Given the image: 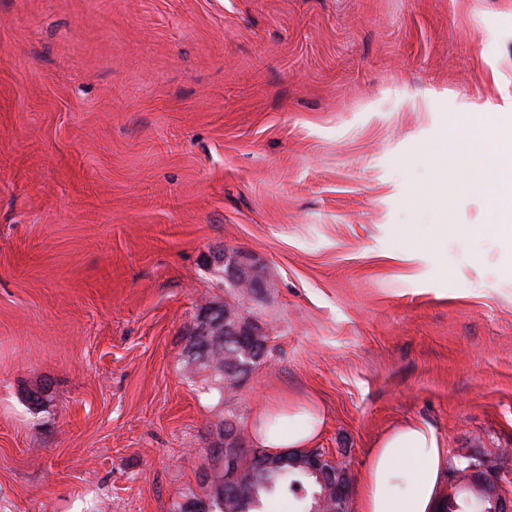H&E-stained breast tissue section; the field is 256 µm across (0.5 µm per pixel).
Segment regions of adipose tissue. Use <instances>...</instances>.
<instances>
[{
    "mask_svg": "<svg viewBox=\"0 0 512 512\" xmlns=\"http://www.w3.org/2000/svg\"><path fill=\"white\" fill-rule=\"evenodd\" d=\"M471 140L480 150L462 175L484 187L489 221L470 232L512 239V129L504 127L500 113L486 112L473 123ZM326 423L315 396L281 393L256 407L252 438L272 453L311 448ZM447 466L445 444L431 425L408 419L390 426L368 447L356 512H438Z\"/></svg>",
    "mask_w": 512,
    "mask_h": 512,
    "instance_id": "obj_1",
    "label": "adipose tissue"
}]
</instances>
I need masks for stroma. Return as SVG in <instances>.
Returning <instances> with one entry per match:
<instances>
[{"mask_svg":"<svg viewBox=\"0 0 512 512\" xmlns=\"http://www.w3.org/2000/svg\"><path fill=\"white\" fill-rule=\"evenodd\" d=\"M464 112L512 114V0H0V512H171L288 390L355 475L407 418L512 449ZM207 303L269 334L221 396L185 363Z\"/></svg>","mask_w":512,"mask_h":512,"instance_id":"obj_1","label":"stroma"}]
</instances>
